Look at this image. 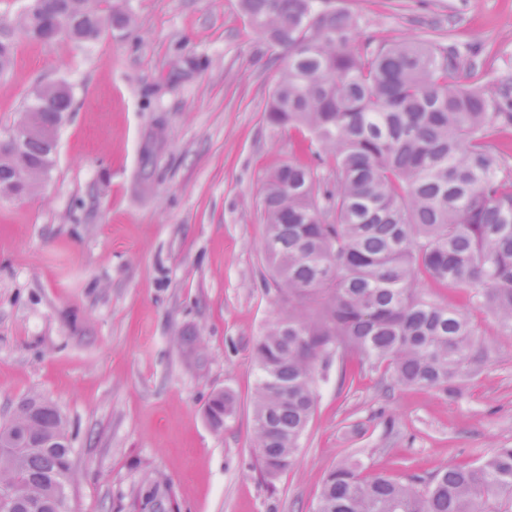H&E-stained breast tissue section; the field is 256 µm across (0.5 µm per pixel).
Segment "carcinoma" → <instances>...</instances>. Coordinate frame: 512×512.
Returning a JSON list of instances; mask_svg holds the SVG:
<instances>
[{
  "mask_svg": "<svg viewBox=\"0 0 512 512\" xmlns=\"http://www.w3.org/2000/svg\"><path fill=\"white\" fill-rule=\"evenodd\" d=\"M73 0H35L14 37L42 41L47 25L81 44L119 13H88ZM254 27L283 49L288 64L266 120L298 135L314 165L289 161L260 188L263 251L273 272L266 291L285 309L253 348L259 380L253 440L260 474L291 468L317 403L316 372L333 357L357 354L384 369L393 385L448 391L480 366L484 347L467 311L439 300L435 288H461L467 305L512 335V164L494 138L512 126V77L494 90L461 85L476 68L457 46L431 39L382 41L362 35L332 0H240ZM71 93L20 114L59 127ZM25 160L43 166L48 141L25 142ZM237 410L229 391L210 396L216 430ZM74 472L61 412L37 395L0 425V494L9 512H71L60 499ZM134 512H175L171 487L146 477ZM315 512H512V446L405 481L364 473L344 458L323 480Z\"/></svg>",
  "mask_w": 512,
  "mask_h": 512,
  "instance_id": "obj_1",
  "label": "carcinoma"
}]
</instances>
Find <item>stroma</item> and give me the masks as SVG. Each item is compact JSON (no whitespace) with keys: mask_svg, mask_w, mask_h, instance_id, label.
I'll return each instance as SVG.
<instances>
[{"mask_svg":"<svg viewBox=\"0 0 512 512\" xmlns=\"http://www.w3.org/2000/svg\"><path fill=\"white\" fill-rule=\"evenodd\" d=\"M133 19L75 45L19 41L0 76V139L29 94L74 99L44 183L0 195V421L30 393L64 415L73 512H122L143 475L178 512H314L323 477L426 475L512 446V335L472 311L483 364L453 391L402 389L357 358L316 376L295 466L273 483L252 447L253 346L282 310L267 293L264 177L297 137L265 109L287 59L239 0H106ZM392 41L453 40L465 85L512 74V0H335ZM235 415L208 423L210 395ZM236 410L237 400L231 392L216 391L212 393L206 404L205 415L209 424L215 430H220Z\"/></svg>","mask_w":512,"mask_h":512,"instance_id":"1","label":"stroma"}]
</instances>
